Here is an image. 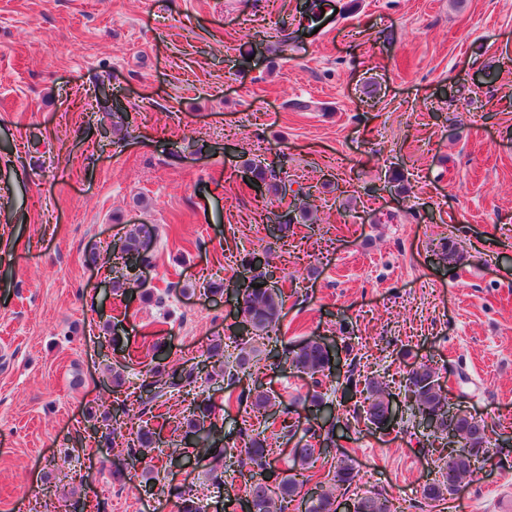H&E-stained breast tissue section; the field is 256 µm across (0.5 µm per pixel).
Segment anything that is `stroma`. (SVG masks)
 <instances>
[{
	"mask_svg": "<svg viewBox=\"0 0 512 512\" xmlns=\"http://www.w3.org/2000/svg\"><path fill=\"white\" fill-rule=\"evenodd\" d=\"M310 2L0 0V512L118 491L122 512H178L160 483L114 482L84 423L111 400L112 369L136 383L156 345L171 367L205 360L236 318L214 289L266 247L284 308L261 358L346 323L366 340L365 371L397 381L435 364L500 446L453 512H512V0H340L315 40ZM242 159L279 169L285 195H255ZM303 198L308 219L272 238L268 212ZM137 224L155 227L148 301L112 289L113 248ZM447 236L464 250L453 266L432 254ZM109 322L124 351L101 347ZM259 380L283 469L309 426L303 399H334L335 385L284 365ZM204 390L225 443L255 424L225 378ZM64 455L63 473L50 461ZM344 455L345 503L383 487L421 498L436 452L409 424L355 426L312 483ZM210 466L166 483H194L205 512H224L244 482L229 467L212 485Z\"/></svg>",
	"mask_w": 512,
	"mask_h": 512,
	"instance_id": "stroma-1",
	"label": "stroma"
}]
</instances>
